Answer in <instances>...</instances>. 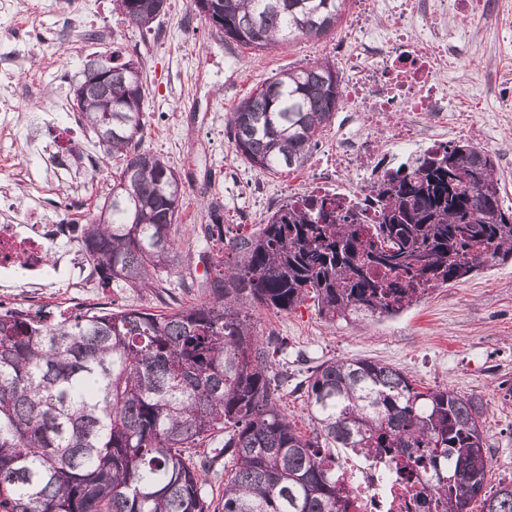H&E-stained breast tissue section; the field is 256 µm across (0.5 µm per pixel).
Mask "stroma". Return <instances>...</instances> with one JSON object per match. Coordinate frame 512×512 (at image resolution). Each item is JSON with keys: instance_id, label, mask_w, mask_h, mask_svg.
Segmentation results:
<instances>
[{"instance_id": "obj_1", "label": "stroma", "mask_w": 512, "mask_h": 512, "mask_svg": "<svg viewBox=\"0 0 512 512\" xmlns=\"http://www.w3.org/2000/svg\"><path fill=\"white\" fill-rule=\"evenodd\" d=\"M10 37L0 40V74L12 77L14 111L0 112V223L10 204L33 208L51 221L83 224L112 187L114 159L105 157L96 135L73 107V87L87 60L117 52L134 60L144 86L142 150L162 157L180 175L182 268L160 287L142 292L93 285L92 306L143 307L199 302L196 282L210 268L212 252L196 228L209 223L208 204L224 206V237L247 236L262 216L301 189L336 142L337 112L307 166L271 176L237 157L227 119L241 100L280 71L316 59L338 62L342 29L314 39H296L258 50L226 41L224 33L192 12L187 0L169 8L152 28L130 24L113 0H13ZM452 28L481 34L478 57L457 62V87L470 97L495 71L512 69L499 56L498 34L512 28V0H490L487 12L449 15ZM507 94L474 105L471 143L495 159L504 207L512 208V110ZM74 150L76 171L66 179L52 170L58 153ZM100 161L98 170L86 154ZM253 327L260 337L283 339L280 371L300 381L308 367L331 357L382 361L403 368L419 388H448L484 405L483 427L491 461L487 486L512 478V261L496 264L465 281L438 289L392 318L329 326L312 300L288 312L258 307Z\"/></svg>"}]
</instances>
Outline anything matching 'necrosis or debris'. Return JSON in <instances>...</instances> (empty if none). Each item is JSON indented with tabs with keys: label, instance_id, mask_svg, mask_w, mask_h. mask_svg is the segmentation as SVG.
Listing matches in <instances>:
<instances>
[{
	"label": "necrosis or debris",
	"instance_id": "obj_1",
	"mask_svg": "<svg viewBox=\"0 0 512 512\" xmlns=\"http://www.w3.org/2000/svg\"><path fill=\"white\" fill-rule=\"evenodd\" d=\"M342 40L346 104L354 121L336 136V149L305 182L304 194L335 198L359 223L378 221L368 188L392 171H412L425 153L447 147L452 136L469 135L473 114L458 103L456 79L447 58L465 35L449 28V13L477 15L486 0H356ZM71 237L66 224L16 212L0 224V292H14L17 272L44 277L52 244ZM346 487L347 512H415L414 491H429L423 470L390 478L379 458L355 449L337 455Z\"/></svg>",
	"mask_w": 512,
	"mask_h": 512
}]
</instances>
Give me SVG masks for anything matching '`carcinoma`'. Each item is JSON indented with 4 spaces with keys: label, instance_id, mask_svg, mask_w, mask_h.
<instances>
[{
    "label": "carcinoma",
    "instance_id": "carcinoma-1",
    "mask_svg": "<svg viewBox=\"0 0 512 512\" xmlns=\"http://www.w3.org/2000/svg\"><path fill=\"white\" fill-rule=\"evenodd\" d=\"M147 27L168 0H124ZM347 0H190L224 37L265 49L318 38ZM112 85L78 112L106 157L122 163L109 217L75 225L102 287L144 290L179 273L175 170L139 147L140 71L112 62ZM112 100V120L103 107ZM339 73L315 62L264 81L230 114L237 156L271 175L303 168L336 118ZM490 153L455 143L377 187L371 233L336 201L286 202L228 243L235 267L201 282L197 304L154 313L87 308L57 317L0 308V512H346L335 448L387 451L407 475L426 462L443 512H512V480L486 488L482 406L447 388L420 390L401 368L330 358L293 391L313 435L297 432L272 385L274 348L253 331L255 306L291 311L310 296L320 317H393L437 288L512 259V211ZM204 238L224 241L223 206ZM224 459V502L204 471Z\"/></svg>",
    "mask_w": 512,
    "mask_h": 512
}]
</instances>
